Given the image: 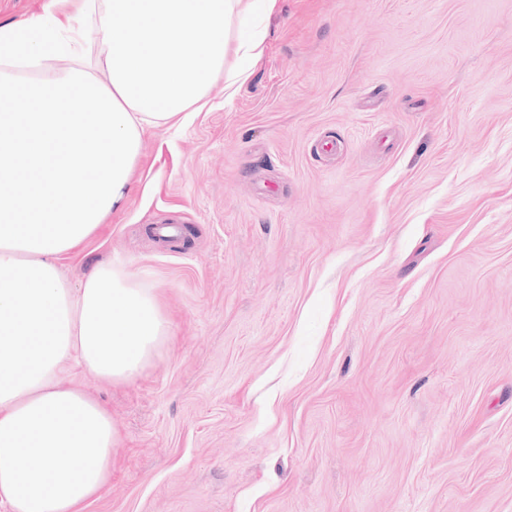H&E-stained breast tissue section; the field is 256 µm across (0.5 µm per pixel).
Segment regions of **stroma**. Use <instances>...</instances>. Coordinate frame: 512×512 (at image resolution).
I'll list each match as a JSON object with an SVG mask.
<instances>
[{"mask_svg": "<svg viewBox=\"0 0 512 512\" xmlns=\"http://www.w3.org/2000/svg\"><path fill=\"white\" fill-rule=\"evenodd\" d=\"M113 259L173 334L64 381L117 434L85 512H512V0H278L64 268Z\"/></svg>", "mask_w": 512, "mask_h": 512, "instance_id": "stroma-1", "label": "stroma"}]
</instances>
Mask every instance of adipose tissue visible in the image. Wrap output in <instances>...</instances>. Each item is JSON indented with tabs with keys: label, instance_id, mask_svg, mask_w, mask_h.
Masks as SVG:
<instances>
[{
	"label": "adipose tissue",
	"instance_id": "adipose-tissue-1",
	"mask_svg": "<svg viewBox=\"0 0 512 512\" xmlns=\"http://www.w3.org/2000/svg\"><path fill=\"white\" fill-rule=\"evenodd\" d=\"M0 25V506L84 512L112 477L106 407L65 386L80 367L140 375L171 333L119 260L79 282L63 260L123 207L146 128L184 121L211 79H246L277 0H78ZM96 37L108 73L81 60ZM53 78H23L59 56Z\"/></svg>",
	"mask_w": 512,
	"mask_h": 512
}]
</instances>
